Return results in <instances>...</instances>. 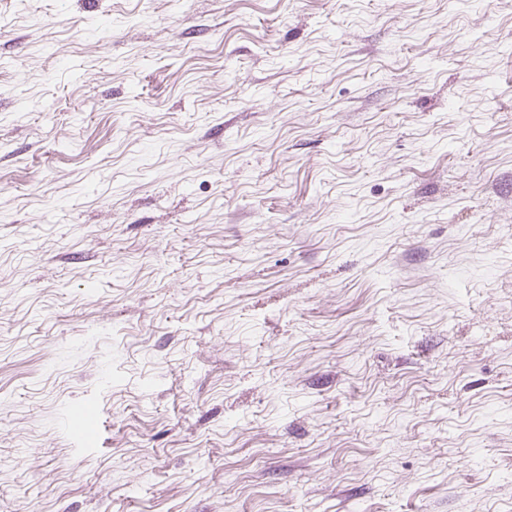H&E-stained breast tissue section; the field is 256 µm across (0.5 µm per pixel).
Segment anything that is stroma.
Wrapping results in <instances>:
<instances>
[{
	"instance_id": "obj_1",
	"label": "stroma",
	"mask_w": 512,
	"mask_h": 512,
	"mask_svg": "<svg viewBox=\"0 0 512 512\" xmlns=\"http://www.w3.org/2000/svg\"><path fill=\"white\" fill-rule=\"evenodd\" d=\"M0 512H512V0H0Z\"/></svg>"
}]
</instances>
